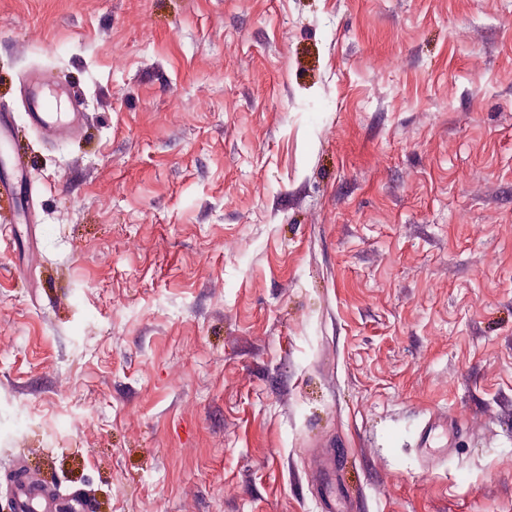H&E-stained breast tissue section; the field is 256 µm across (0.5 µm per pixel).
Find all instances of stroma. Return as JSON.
<instances>
[{"label": "stroma", "instance_id": "1", "mask_svg": "<svg viewBox=\"0 0 512 512\" xmlns=\"http://www.w3.org/2000/svg\"><path fill=\"white\" fill-rule=\"evenodd\" d=\"M0 111V512H512V0H0ZM67 105L66 119L62 120L61 104ZM28 116L31 123L40 129L53 134H73L84 122V112H79L77 101L66 95L62 98L54 90L49 89L45 77L34 79L28 94ZM54 484L33 483L22 477L12 488L15 512H57Z\"/></svg>", "mask_w": 512, "mask_h": 512}]
</instances>
